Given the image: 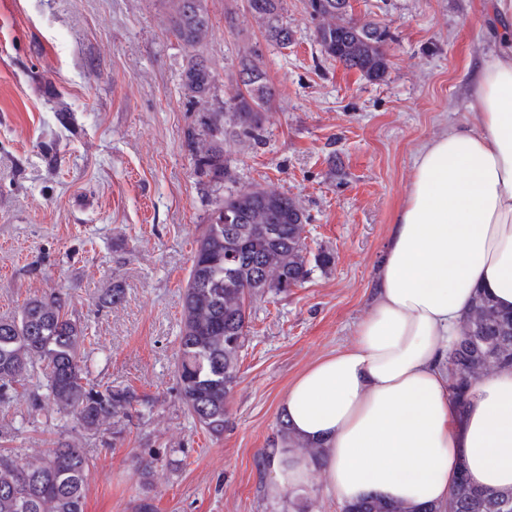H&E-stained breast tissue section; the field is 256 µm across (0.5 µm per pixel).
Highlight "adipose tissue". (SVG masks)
Returning a JSON list of instances; mask_svg holds the SVG:
<instances>
[{"label": "adipose tissue", "instance_id": "1", "mask_svg": "<svg viewBox=\"0 0 512 512\" xmlns=\"http://www.w3.org/2000/svg\"><path fill=\"white\" fill-rule=\"evenodd\" d=\"M473 120L427 140L395 213L354 341L288 385L291 436L326 453L327 492L444 512L458 477L512 488V370L475 381L455 405L448 353L477 294L512 309V39L479 63ZM269 491L308 483L314 462L264 452Z\"/></svg>", "mask_w": 512, "mask_h": 512}]
</instances>
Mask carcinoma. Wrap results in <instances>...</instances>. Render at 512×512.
<instances>
[{
    "label": "carcinoma",
    "instance_id": "obj_1",
    "mask_svg": "<svg viewBox=\"0 0 512 512\" xmlns=\"http://www.w3.org/2000/svg\"><path fill=\"white\" fill-rule=\"evenodd\" d=\"M169 30L188 48L201 45L210 20L202 0H170ZM315 36L328 58L356 70L372 82L384 80L389 59V28L376 19L352 14L350 0H307ZM247 10L265 40L288 47L292 33L283 21L284 0H247ZM262 50L252 45L239 56L237 74L249 83L235 86L220 108L203 113L199 128L187 132L193 172L202 189L216 195L191 260L184 293L179 352L178 397L194 424L212 435L224 433L226 399L237 383L253 299L303 284L314 269H327L333 255L322 251L309 259L299 200L275 189H224L234 182L224 140L250 137L268 117L275 99ZM193 54L182 72L185 95L205 100L214 86L212 71ZM86 326L69 311L68 299L52 292L28 300L20 311L0 318V402L36 376L45 395H33L31 410L51 404L73 415L86 432H99L112 420L129 415L139 402L130 388H114L88 377ZM451 389L458 408L465 407L477 377L512 368V311L477 295L465 314L449 356ZM90 458L76 442L25 457L0 453V512H85ZM512 489H478L464 478L451 488L448 512H512ZM345 512H433L367 498Z\"/></svg>",
    "mask_w": 512,
    "mask_h": 512
}]
</instances>
